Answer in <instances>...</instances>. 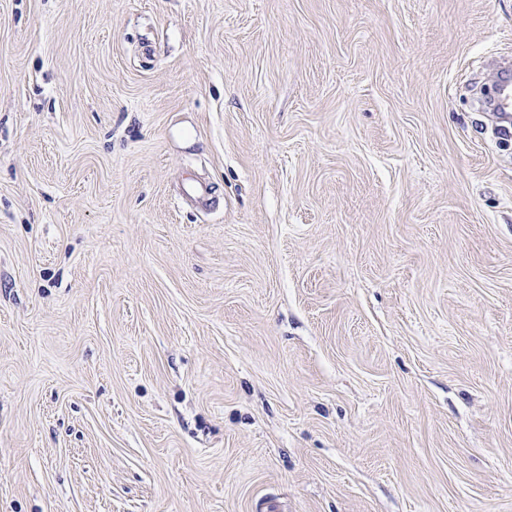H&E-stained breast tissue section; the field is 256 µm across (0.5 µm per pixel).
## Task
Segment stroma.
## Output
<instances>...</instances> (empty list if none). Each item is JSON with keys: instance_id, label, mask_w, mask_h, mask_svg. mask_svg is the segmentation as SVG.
<instances>
[{"instance_id": "stroma-1", "label": "stroma", "mask_w": 512, "mask_h": 512, "mask_svg": "<svg viewBox=\"0 0 512 512\" xmlns=\"http://www.w3.org/2000/svg\"><path fill=\"white\" fill-rule=\"evenodd\" d=\"M512 0H0V512H512ZM485 105L501 120V131L510 134L512 123V71L508 63L502 68V75L499 81L495 96L485 102Z\"/></svg>"}]
</instances>
